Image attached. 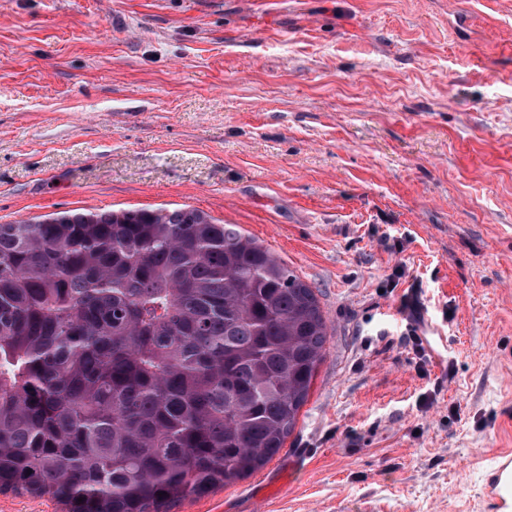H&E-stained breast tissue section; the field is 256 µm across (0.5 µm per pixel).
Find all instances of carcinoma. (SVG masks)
I'll return each instance as SVG.
<instances>
[{
  "mask_svg": "<svg viewBox=\"0 0 512 512\" xmlns=\"http://www.w3.org/2000/svg\"><path fill=\"white\" fill-rule=\"evenodd\" d=\"M327 335L312 288L197 209L0 224V492L171 512L243 479Z\"/></svg>",
  "mask_w": 512,
  "mask_h": 512,
  "instance_id": "carcinoma-1",
  "label": "carcinoma"
}]
</instances>
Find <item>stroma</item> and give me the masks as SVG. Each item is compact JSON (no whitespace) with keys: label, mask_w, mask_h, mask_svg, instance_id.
Returning <instances> with one entry per match:
<instances>
[{"label":"stroma","mask_w":512,"mask_h":512,"mask_svg":"<svg viewBox=\"0 0 512 512\" xmlns=\"http://www.w3.org/2000/svg\"><path fill=\"white\" fill-rule=\"evenodd\" d=\"M184 207L283 260L329 336L284 448L173 512H485L512 449V0H0V224Z\"/></svg>","instance_id":"stroma-1"}]
</instances>
